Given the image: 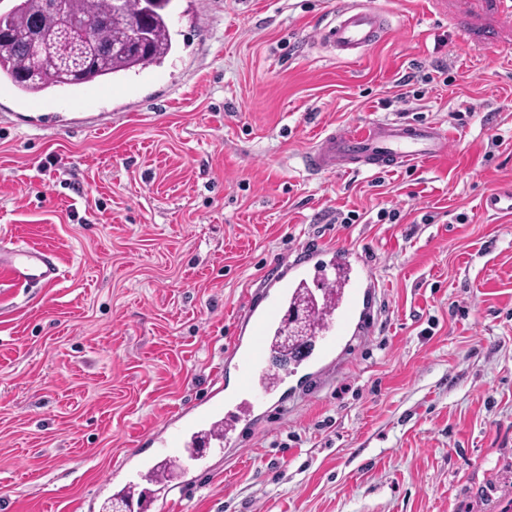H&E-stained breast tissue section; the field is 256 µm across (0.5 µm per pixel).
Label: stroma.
<instances>
[{"label":"stroma","instance_id":"1","mask_svg":"<svg viewBox=\"0 0 512 512\" xmlns=\"http://www.w3.org/2000/svg\"><path fill=\"white\" fill-rule=\"evenodd\" d=\"M337 2L173 0L165 62L47 94L52 128L0 95V242L62 271L0 280V512H118L140 437L206 397L247 299L316 243L371 256L373 332L193 473L167 457L149 512H512V218L480 209L512 184V14L373 0L391 33L355 62L316 34ZM395 118L456 137L304 169L325 130Z\"/></svg>","mask_w":512,"mask_h":512}]
</instances>
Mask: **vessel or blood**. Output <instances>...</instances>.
Here are the masks:
<instances>
[{"label": "vessel or blood", "instance_id": "vessel-or-blood-1", "mask_svg": "<svg viewBox=\"0 0 512 512\" xmlns=\"http://www.w3.org/2000/svg\"><path fill=\"white\" fill-rule=\"evenodd\" d=\"M387 32L385 16L369 0H342L333 20L321 29L320 38L337 57L357 60ZM451 138V131L432 123L374 121L358 129L329 130L302 154L301 161L317 173L394 170L441 156ZM482 209L511 216L512 186L486 194ZM336 265L348 266L353 276L327 322L319 350H305L300 360L322 371L335 361L336 348L345 337L370 333L375 280L366 254L343 246L302 247L298 259L284 261L276 278L263 284L258 300L247 302L240 316L241 331L224 354L225 366L237 375L239 398L230 402L211 395L203 409H186L162 419L144 436V443L159 448L165 456L189 447L204 454L232 447L238 425L268 405L272 390L288 377L287 366L274 357L271 336L287 312L292 289L310 278L327 284V270ZM59 275V258L51 250L18 244L0 248V276L12 287L46 285Z\"/></svg>", "mask_w": 512, "mask_h": 512}]
</instances>
